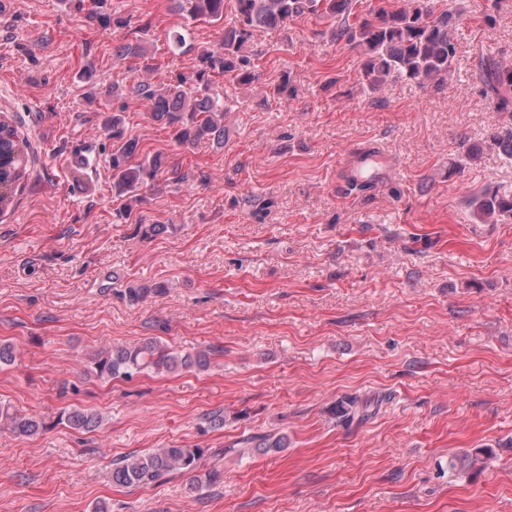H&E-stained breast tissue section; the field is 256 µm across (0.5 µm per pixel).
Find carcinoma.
<instances>
[{
	"instance_id": "obj_1",
	"label": "carcinoma",
	"mask_w": 512,
	"mask_h": 512,
	"mask_svg": "<svg viewBox=\"0 0 512 512\" xmlns=\"http://www.w3.org/2000/svg\"><path fill=\"white\" fill-rule=\"evenodd\" d=\"M104 0H70L78 12L123 27L120 18L101 13ZM176 12L188 19L224 25L218 47L196 46L176 31L170 48L181 54H195L197 68L188 74L157 84L142 79L120 93H112V113L103 118V129L112 135V194L128 213L141 201V189L159 177L176 184L187 181L182 168L155 153L140 156L138 142L125 137V113L133 105L145 106L151 117L168 129L171 141L190 150L202 143L224 146L227 108L212 93L215 77L246 87L258 80V65L249 51L253 33L261 28H286L291 22L313 15L328 21L323 34L334 42H345L363 57L362 76L370 90L392 78L411 81L424 89H438L448 79L457 62L455 36L460 11L448 7L436 11L434 0H408L404 8L391 10L383 5L360 9L363 0H235L234 21L224 23V0H171ZM120 60H135L147 74L158 65L143 39L119 46ZM477 76L494 112H512V64L479 52ZM491 145L512 159V127L491 136ZM28 144L20 138L14 122L0 121V183L11 185L0 192V212L13 204L15 188L24 184L28 168ZM472 214L483 222L512 217V194L484 190L468 198ZM208 353L181 354L156 341L136 346H104L92 358L90 369L100 378L131 379L145 370L176 372L204 370ZM60 421L73 429L94 430L101 424L98 413L82 408L65 409ZM41 427L34 416L20 415L0 404V428L17 435H32ZM243 451L269 453L284 447V438L274 434L243 440ZM204 449L186 446L155 448L142 455H127L112 463V482L123 487H147L177 473H196L194 488L210 487L221 480L218 469L201 471Z\"/></svg>"
}]
</instances>
